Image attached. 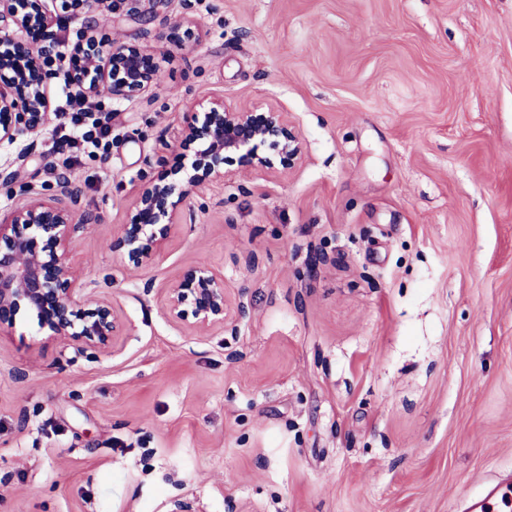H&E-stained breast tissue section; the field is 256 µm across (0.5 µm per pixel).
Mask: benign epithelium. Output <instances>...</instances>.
Returning <instances> with one entry per match:
<instances>
[{
    "mask_svg": "<svg viewBox=\"0 0 512 512\" xmlns=\"http://www.w3.org/2000/svg\"><path fill=\"white\" fill-rule=\"evenodd\" d=\"M0 0V146L22 139L35 141L50 120L51 101L43 55L49 42L25 34L40 26L47 0ZM73 52L78 66L67 76L86 98L101 94L132 101L155 83V54L139 45L110 41L88 24ZM181 148L189 165L170 172V179L144 186L135 214L121 225L112 249L127 266L152 263L172 229L180 226L182 206L192 193L227 177L224 165L233 157L251 169H286L300 152L299 138L280 112H249L211 101L188 115L180 131ZM57 194L46 196L30 186L24 199L0 212V333L12 328L21 307L37 318L39 329L51 332L74 350L76 357L106 351L119 335L120 321L109 301L89 307L79 295L81 274L67 257V244L78 226L62 205L72 193L73 175L55 173ZM165 308L176 320L192 317L199 332L226 320L224 279L205 266L190 270L167 289Z\"/></svg>",
    "mask_w": 512,
    "mask_h": 512,
    "instance_id": "benign-epithelium-1",
    "label": "benign epithelium"
}]
</instances>
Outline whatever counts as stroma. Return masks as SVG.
I'll list each match as a JSON object with an SVG mask.
<instances>
[{
  "label": "stroma",
  "instance_id": "obj_1",
  "mask_svg": "<svg viewBox=\"0 0 512 512\" xmlns=\"http://www.w3.org/2000/svg\"><path fill=\"white\" fill-rule=\"evenodd\" d=\"M89 19L51 0L63 56ZM90 20L153 50L157 80L97 98L110 146L77 163L51 119L0 207L70 166L69 259L123 327L79 359L25 310L0 334V512H461L512 473V0H123ZM213 97L284 113L300 156L227 164L129 270L112 240ZM199 265L229 301L202 335L164 305Z\"/></svg>",
  "mask_w": 512,
  "mask_h": 512
}]
</instances>
